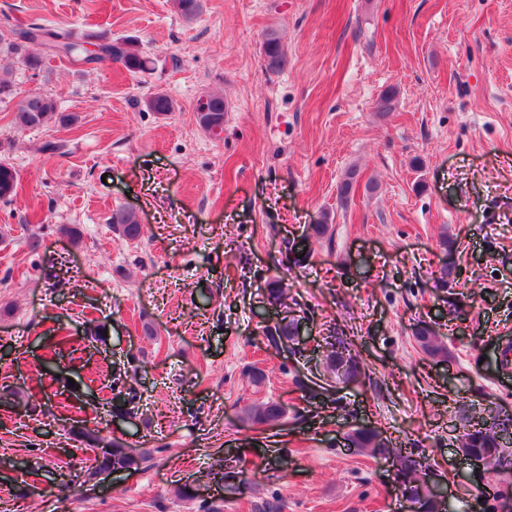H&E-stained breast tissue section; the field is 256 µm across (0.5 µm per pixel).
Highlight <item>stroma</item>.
I'll return each instance as SVG.
<instances>
[{
  "mask_svg": "<svg viewBox=\"0 0 512 512\" xmlns=\"http://www.w3.org/2000/svg\"><path fill=\"white\" fill-rule=\"evenodd\" d=\"M29 23L135 37L154 68L0 59L17 92L0 101V159L18 179L0 201V512H413L390 464L348 447L355 422L427 459L454 512H490L456 437L464 409L512 419V0H203L190 22L171 0H0V28ZM270 28L288 46L277 73L261 63ZM155 92L175 111H146ZM210 93L227 104L217 135L196 120ZM31 94L80 123L17 129ZM119 208L140 239L112 228ZM321 221L330 235L289 265L288 244ZM445 235L459 314L438 281ZM274 277L288 286L275 309ZM292 315L306 331L268 348L262 326ZM423 321L448 360L419 346ZM336 327L364 367L345 384L325 364ZM122 369L141 394L128 423L109 413ZM266 401L283 424L244 425ZM76 420L150 460L75 473L89 455ZM110 224L115 231L128 240H134L143 233V226L139 224L136 215L129 210L118 209L112 212Z\"/></svg>",
  "mask_w": 512,
  "mask_h": 512,
  "instance_id": "35a3bbf8",
  "label": "stroma"
}]
</instances>
